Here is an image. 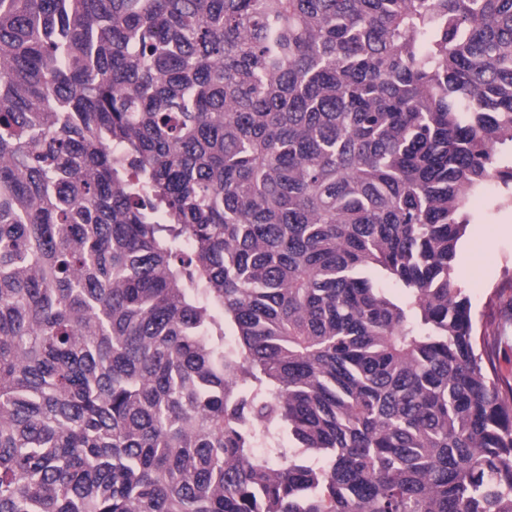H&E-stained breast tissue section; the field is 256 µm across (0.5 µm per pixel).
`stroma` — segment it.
<instances>
[{"label":"stroma","mask_w":512,"mask_h":512,"mask_svg":"<svg viewBox=\"0 0 512 512\" xmlns=\"http://www.w3.org/2000/svg\"><path fill=\"white\" fill-rule=\"evenodd\" d=\"M475 321L476 348L501 387L512 386V202L491 200L471 211L456 259Z\"/></svg>","instance_id":"1"}]
</instances>
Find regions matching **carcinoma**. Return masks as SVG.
<instances>
[{"mask_svg": "<svg viewBox=\"0 0 512 512\" xmlns=\"http://www.w3.org/2000/svg\"><path fill=\"white\" fill-rule=\"evenodd\" d=\"M493 181L512 0H0V512H512ZM499 194L471 210L456 267L471 300L477 351L504 390L512 386V202Z\"/></svg>", "mask_w": 512, "mask_h": 512, "instance_id": "1", "label": "carcinoma"}]
</instances>
